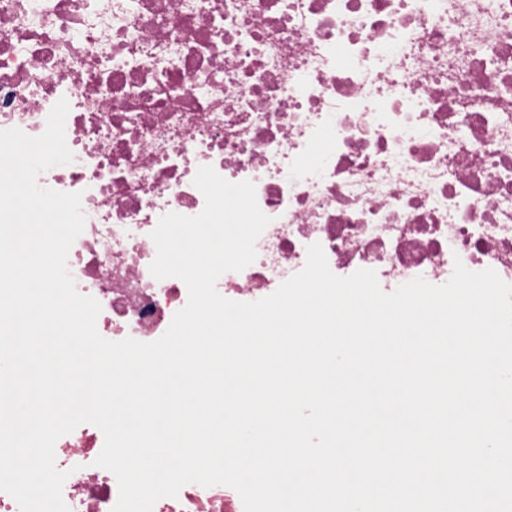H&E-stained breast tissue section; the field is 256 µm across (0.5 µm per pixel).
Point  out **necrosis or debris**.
<instances>
[{"mask_svg": "<svg viewBox=\"0 0 512 512\" xmlns=\"http://www.w3.org/2000/svg\"><path fill=\"white\" fill-rule=\"evenodd\" d=\"M62 98L74 160L38 183L82 194L68 267L108 340L155 341L186 305L150 234L202 211L205 165L271 219L227 299L272 294L315 242L387 292L458 259L512 284V0H0V129L40 135ZM103 446L90 423L57 441L69 512H112ZM153 512L243 504L189 483Z\"/></svg>", "mask_w": 512, "mask_h": 512, "instance_id": "1", "label": "necrosis or debris"}]
</instances>
